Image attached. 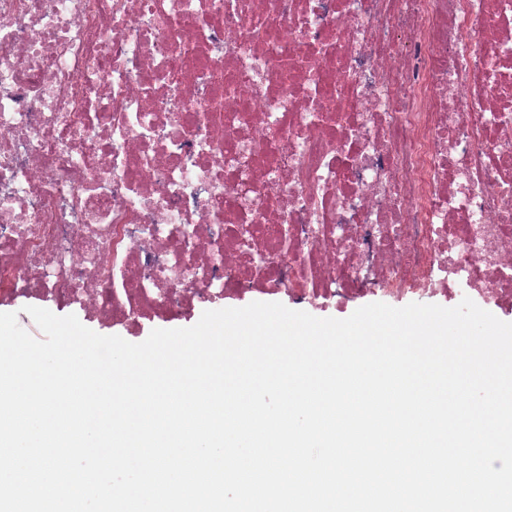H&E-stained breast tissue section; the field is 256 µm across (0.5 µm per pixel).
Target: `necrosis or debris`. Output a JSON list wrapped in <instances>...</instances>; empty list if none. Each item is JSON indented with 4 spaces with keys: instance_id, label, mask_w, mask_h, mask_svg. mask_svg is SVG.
I'll return each mask as SVG.
<instances>
[{
    "instance_id": "1",
    "label": "necrosis or debris",
    "mask_w": 512,
    "mask_h": 512,
    "mask_svg": "<svg viewBox=\"0 0 512 512\" xmlns=\"http://www.w3.org/2000/svg\"><path fill=\"white\" fill-rule=\"evenodd\" d=\"M512 311V0H0V304ZM280 302L293 310H302L313 316L325 318H346L350 316L357 308L373 303L383 302L393 307H402L412 302L424 304H438L444 307H453V303L443 298H427L418 295H407L403 298H393L380 292H365L358 297L343 300L341 303L325 304L323 306H314L308 303H298L294 299L288 298L284 293L264 294L257 291L242 292L231 298L224 299V308L243 307L251 302Z\"/></svg>"
}]
</instances>
